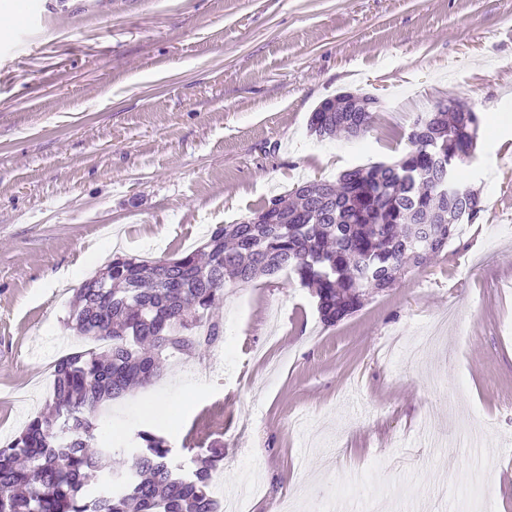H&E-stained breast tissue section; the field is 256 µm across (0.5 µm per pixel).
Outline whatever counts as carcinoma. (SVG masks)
Listing matches in <instances>:
<instances>
[{
  "mask_svg": "<svg viewBox=\"0 0 512 512\" xmlns=\"http://www.w3.org/2000/svg\"><path fill=\"white\" fill-rule=\"evenodd\" d=\"M374 114L313 111L320 139L366 132ZM476 112H426L398 160L350 167L334 181H308L234 224L216 228L200 247L176 259L118 255L74 289L67 326L94 346L58 359L46 408L0 446V512H218L212 492L220 448L184 470L168 441L135 434L131 452L101 438L98 411L135 387L152 384L162 360L193 357L223 339L211 309L227 284L247 285L282 272L297 276L334 324L412 268L448 247L459 214L470 205L440 197L436 184L473 157ZM430 243L416 245L421 228ZM128 454L126 471L112 457Z\"/></svg>",
  "mask_w": 512,
  "mask_h": 512,
  "instance_id": "obj_1",
  "label": "carcinoma"
}]
</instances>
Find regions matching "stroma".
<instances>
[{
  "mask_svg": "<svg viewBox=\"0 0 512 512\" xmlns=\"http://www.w3.org/2000/svg\"><path fill=\"white\" fill-rule=\"evenodd\" d=\"M343 91L380 99L372 126L310 135ZM459 97L482 118L459 170L482 211L441 254L333 326L294 276L226 285L223 341L167 359L101 432L158 431L187 469L223 449L243 512L302 490L306 512H455L477 463L480 512H512V0H0V444L44 407L59 343L87 348L60 291L115 240L181 257L298 184L396 159Z\"/></svg>",
  "mask_w": 512,
  "mask_h": 512,
  "instance_id": "35a3bbf8",
  "label": "stroma"
}]
</instances>
